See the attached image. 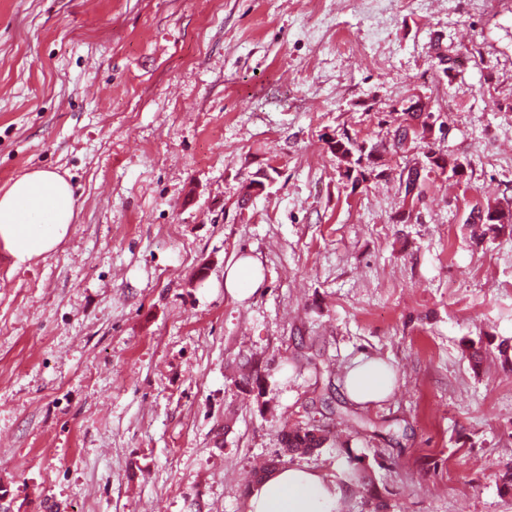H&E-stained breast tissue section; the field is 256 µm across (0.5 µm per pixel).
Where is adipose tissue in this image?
Segmentation results:
<instances>
[{"label":"adipose tissue","mask_w":512,"mask_h":512,"mask_svg":"<svg viewBox=\"0 0 512 512\" xmlns=\"http://www.w3.org/2000/svg\"><path fill=\"white\" fill-rule=\"evenodd\" d=\"M77 209V197L57 173L35 169L17 177L0 192V243L17 262L51 253L66 238ZM260 264L239 258L224 271V291L237 301L254 295L263 283ZM394 373L385 362L357 359L344 378L347 396L371 405L386 399ZM341 493L335 482L304 466L276 468L249 492L247 512H338Z\"/></svg>","instance_id":"adipose-tissue-1"}]
</instances>
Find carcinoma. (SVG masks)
Masks as SVG:
<instances>
[{
    "instance_id": "cac0c4a2",
    "label": "carcinoma",
    "mask_w": 512,
    "mask_h": 512,
    "mask_svg": "<svg viewBox=\"0 0 512 512\" xmlns=\"http://www.w3.org/2000/svg\"><path fill=\"white\" fill-rule=\"evenodd\" d=\"M388 123L393 125L392 134L387 140L367 143L357 141L348 135L339 138L335 155L343 164L342 176L354 183L359 180H366L370 177L378 162L384 161L387 154L400 155L405 158L404 169L407 170L406 179L403 180V200L413 202L421 199L424 193L425 179L421 172H438L448 174V177L457 175V169L461 161L449 154H443L433 148L423 152V160L413 161L408 154L414 149L415 141L427 139L429 119L432 112L426 110L423 103H418V108L411 112L407 109H394L388 113ZM470 219L488 226L493 230L504 223L505 214L502 210L494 207H487L482 210L475 208L470 213ZM333 433L318 425L309 423H294L285 425L280 431L282 447L291 456L312 455L327 444ZM349 462L352 465L353 477L360 481L365 478L368 464L365 457L355 453L352 449H346Z\"/></svg>"
}]
</instances>
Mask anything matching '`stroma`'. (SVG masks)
<instances>
[{
  "mask_svg": "<svg viewBox=\"0 0 512 512\" xmlns=\"http://www.w3.org/2000/svg\"><path fill=\"white\" fill-rule=\"evenodd\" d=\"M412 94L468 168L410 211L400 157L354 187L329 142L385 139ZM33 169L78 208L56 251H0V512H246L297 422L335 434L303 463L339 512L372 487L387 512H512V372L462 353L512 340V229L469 219L512 213V0H0V189ZM360 356L395 371L372 406L343 392ZM263 279L260 264L250 256L241 257L224 269V291L230 297L243 302L260 289Z\"/></svg>",
  "mask_w": 512,
  "mask_h": 512,
  "instance_id": "35a3bbf8",
  "label": "stroma"
}]
</instances>
